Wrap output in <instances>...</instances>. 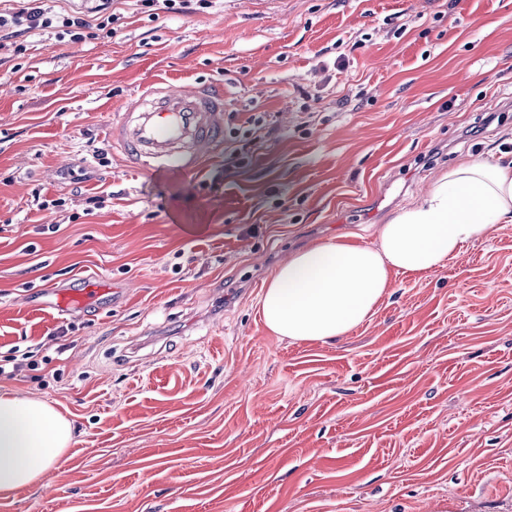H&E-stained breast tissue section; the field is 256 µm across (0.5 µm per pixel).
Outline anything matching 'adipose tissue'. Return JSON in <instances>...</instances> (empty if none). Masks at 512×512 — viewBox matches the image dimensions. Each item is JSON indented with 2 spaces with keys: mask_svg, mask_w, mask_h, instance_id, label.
<instances>
[{
  "mask_svg": "<svg viewBox=\"0 0 512 512\" xmlns=\"http://www.w3.org/2000/svg\"><path fill=\"white\" fill-rule=\"evenodd\" d=\"M512 223V157L465 158L389 222L374 245L313 244L278 267L260 298L267 328L294 342H330L370 316L392 274L442 266L462 244ZM73 439L39 400L0 395V493L39 483Z\"/></svg>",
  "mask_w": 512,
  "mask_h": 512,
  "instance_id": "1",
  "label": "adipose tissue"
}]
</instances>
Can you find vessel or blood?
Returning <instances> with one entry per match:
<instances>
[{"instance_id": "b4317fda", "label": "vessel or blood", "mask_w": 512, "mask_h": 512, "mask_svg": "<svg viewBox=\"0 0 512 512\" xmlns=\"http://www.w3.org/2000/svg\"><path fill=\"white\" fill-rule=\"evenodd\" d=\"M224 108L223 87L202 84L175 89L164 84L125 99L107 137L135 171L159 167L194 171L224 142ZM46 293L58 313L67 315L99 310L113 289L83 277L48 287Z\"/></svg>"}]
</instances>
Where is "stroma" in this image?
Segmentation results:
<instances>
[{
    "label": "stroma",
    "instance_id": "obj_1",
    "mask_svg": "<svg viewBox=\"0 0 512 512\" xmlns=\"http://www.w3.org/2000/svg\"><path fill=\"white\" fill-rule=\"evenodd\" d=\"M44 4L113 20L0 31V361L37 360L0 389L73 428L0 512H512V223L392 275L327 343L259 305L291 254L373 244L462 158L512 154V0ZM151 81L223 85L199 170L139 173L108 142ZM78 276L122 292L32 307Z\"/></svg>",
    "mask_w": 512,
    "mask_h": 512
}]
</instances>
